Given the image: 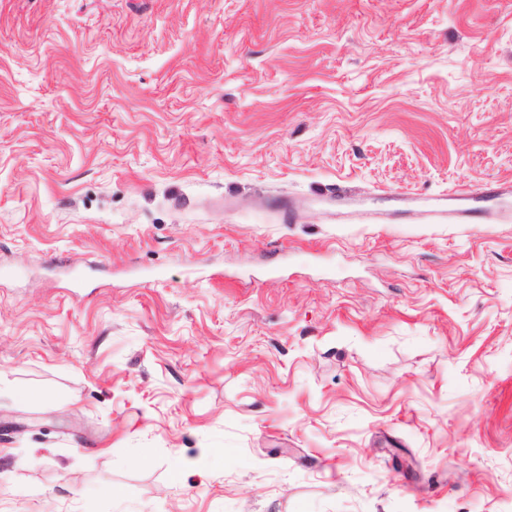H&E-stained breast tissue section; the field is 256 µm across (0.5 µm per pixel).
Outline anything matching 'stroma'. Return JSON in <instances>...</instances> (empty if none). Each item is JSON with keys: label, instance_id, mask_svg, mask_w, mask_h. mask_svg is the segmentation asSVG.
Segmentation results:
<instances>
[{"label": "stroma", "instance_id": "obj_1", "mask_svg": "<svg viewBox=\"0 0 512 512\" xmlns=\"http://www.w3.org/2000/svg\"><path fill=\"white\" fill-rule=\"evenodd\" d=\"M507 180L512 0H0V512H512Z\"/></svg>", "mask_w": 512, "mask_h": 512}]
</instances>
